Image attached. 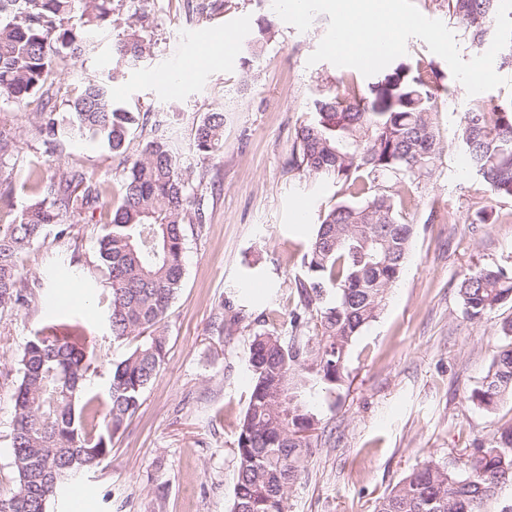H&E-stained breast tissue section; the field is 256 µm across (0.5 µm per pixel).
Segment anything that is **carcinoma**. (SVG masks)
Wrapping results in <instances>:
<instances>
[{
  "label": "carcinoma",
  "instance_id": "cac0c4a2",
  "mask_svg": "<svg viewBox=\"0 0 512 512\" xmlns=\"http://www.w3.org/2000/svg\"><path fill=\"white\" fill-rule=\"evenodd\" d=\"M140 0H0V97L19 108L40 95L35 113L44 146L62 138L93 140L126 153L142 117L120 106L103 83L89 82L66 101L52 104L47 77L60 62L78 61L92 37L116 23L115 12ZM448 15L473 48L494 36L499 0H446ZM79 16L75 28L69 20ZM144 28L125 23L113 49L128 65L150 52ZM434 70L400 63L368 88L352 79L322 89L311 118L296 129L291 165L336 183L340 199L327 210L301 257L295 281L301 311L293 328L314 332L301 342L284 340L276 310L261 315L269 328L249 345L253 386L235 448L237 477L232 512H289L288 491L305 471L318 420L305 393L343 385L348 351L376 321L411 251L414 225L408 188L429 180L443 153L436 116L447 88ZM457 140L469 166L496 197L512 198V100L462 113ZM196 153L224 152V113L208 112L193 132ZM13 142L0 132V308L28 302L23 263L31 246L54 230L67 239V218L103 207L101 187L87 173L68 168L47 178L31 165L9 163ZM116 204L100 213L103 234L97 259L109 290L108 322L115 340L141 343L112 370L100 421L85 397L91 357L85 339L66 327H49L27 341L21 378L12 394L11 448L15 489L0 496V512H45L77 472L99 466L111 439L140 406L167 347L165 318L185 276L188 222L202 223L199 186L161 136L148 141L121 177ZM24 195L31 200L17 206ZM464 313L480 321L512 301V270L484 266L458 284ZM512 395V342L494 357L471 400L487 411ZM466 475L429 461L414 469L379 501L376 512H486V504L512 483V421L479 442L463 462Z\"/></svg>",
  "mask_w": 512,
  "mask_h": 512
}]
</instances>
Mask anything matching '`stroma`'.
<instances>
[{"label":"stroma","mask_w":512,"mask_h":512,"mask_svg":"<svg viewBox=\"0 0 512 512\" xmlns=\"http://www.w3.org/2000/svg\"><path fill=\"white\" fill-rule=\"evenodd\" d=\"M144 9L141 23L154 48L137 65L116 61L115 34L104 31L85 57L52 74L58 101L95 80L128 109L147 114L126 154L88 141L43 146L35 101L20 110L0 98V130L13 137L18 163L37 162L48 177L82 168L109 199L123 168L156 133L203 174L206 220L186 227L185 279L166 319L165 361L137 413L114 435L111 455L77 486L91 489L92 512H231L235 446L251 389L249 342L271 306L281 312V336H291L301 257L320 212L338 199L331 182L290 169L295 130L317 89L351 70L308 62L327 31L325 14L301 32L270 0H147ZM264 26L270 33L261 55L244 65L247 42ZM228 31L236 37L232 53L189 64L195 39ZM404 60L437 68L450 89L437 116L445 150L432 179L414 192L411 257L377 322L354 342L343 387L333 397L318 390L307 396L320 424L305 474L289 491L291 512H375L379 498L413 469L430 460L461 463L475 442L512 419L511 399L491 412L469 399L506 341L501 325L512 321V303L475 322L458 295L465 272L512 269V200L487 191L456 141L462 112L512 100V69L498 70L506 85L471 96L423 40L408 41ZM212 111L225 116L224 153L205 160L194 151L192 129ZM482 207L492 210L494 223H468ZM70 222L69 242L49 236L27 252L29 304L0 309L2 494L16 482L11 393L22 344L47 323L80 322L95 355L87 387L99 391L138 343L112 340L94 296L104 279L99 213L88 210Z\"/></svg>","instance_id":"1"}]
</instances>
